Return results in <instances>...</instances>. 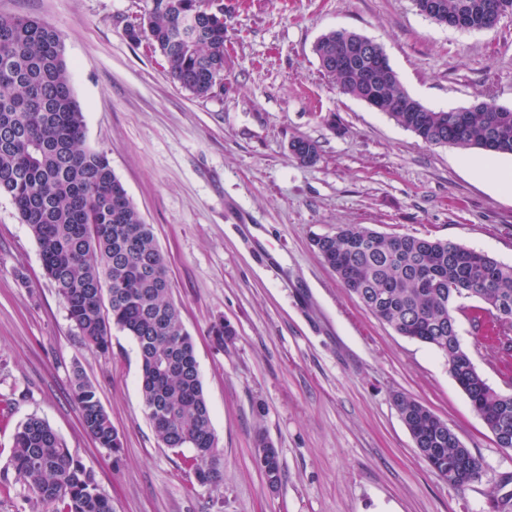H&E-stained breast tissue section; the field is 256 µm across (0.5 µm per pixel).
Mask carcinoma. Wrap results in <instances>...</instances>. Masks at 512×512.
<instances>
[{
  "label": "carcinoma",
  "mask_w": 512,
  "mask_h": 512,
  "mask_svg": "<svg viewBox=\"0 0 512 512\" xmlns=\"http://www.w3.org/2000/svg\"><path fill=\"white\" fill-rule=\"evenodd\" d=\"M137 26L126 28L133 44L147 43L166 61L174 81L198 98L224 86V12L202 8L201 0H148ZM432 20L465 18L471 30L494 27L512 0H413ZM365 36L346 30L324 34L314 51L341 93L379 107L399 126L432 145L512 155V108L486 95L465 112L433 110L401 87L391 65L374 57L354 59L344 69L336 55ZM312 165L317 142L297 138ZM0 193L10 197L37 243L42 269L55 283L67 318L82 339L102 352L111 347L112 328L137 344L144 409L159 446L190 448L189 464L198 483L224 481V463L215 454L217 438L198 370L195 342L170 299L168 264L110 160L85 144V116L77 101L61 31L35 16L0 15ZM311 245L342 286L400 335L434 347L448 371L501 448L512 449V387L493 388L477 370L459 337L458 316L481 331L486 352L512 370V264L451 241L385 236L360 224H344ZM475 299L476 305L466 304ZM222 346L235 336L220 319L209 330ZM72 397L84 431L114 456L122 448L118 430L96 386L79 368ZM395 407L421 459L439 478L457 467L450 484L463 488L483 471L479 457L426 406L405 394ZM256 462L272 486L281 480L276 448L256 442ZM0 476L20 486L30 501L62 506L55 512H115L92 472L72 455L43 419L31 416L15 431L13 451Z\"/></svg>",
  "instance_id": "carcinoma-1"
}]
</instances>
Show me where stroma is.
Listing matches in <instances>:
<instances>
[{
  "instance_id": "1",
  "label": "stroma",
  "mask_w": 512,
  "mask_h": 512,
  "mask_svg": "<svg viewBox=\"0 0 512 512\" xmlns=\"http://www.w3.org/2000/svg\"><path fill=\"white\" fill-rule=\"evenodd\" d=\"M223 12L224 87L197 98L163 57L125 28L145 0H0L63 34L86 142L105 152L154 228L171 298L195 340L224 482L200 485L183 453L159 447L140 393L133 339L112 332L100 353L67 318L38 247L0 194V468L16 427L45 420L83 459L116 512H500L512 450L499 448L431 346L401 336L347 292L311 246L362 224L385 235L452 241L512 264V195L469 163L479 149L430 145L340 93L314 46L332 30L379 44L424 106H469L485 94L512 107V14L461 32L412 0H206ZM318 143L315 164L289 156ZM224 318L236 336L208 335ZM81 368L122 440L119 456L84 432L71 394ZM445 420L480 457L466 488L433 475L393 396ZM265 436L279 452L269 489L255 462Z\"/></svg>"
}]
</instances>
